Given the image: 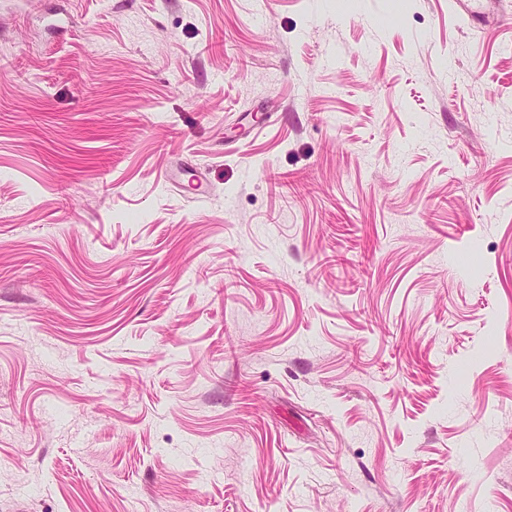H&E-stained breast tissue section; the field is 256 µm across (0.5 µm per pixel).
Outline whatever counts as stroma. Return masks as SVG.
Returning <instances> with one entry per match:
<instances>
[{"label":"stroma","instance_id":"stroma-1","mask_svg":"<svg viewBox=\"0 0 512 512\" xmlns=\"http://www.w3.org/2000/svg\"><path fill=\"white\" fill-rule=\"evenodd\" d=\"M0 512H512V25L0 0Z\"/></svg>","mask_w":512,"mask_h":512}]
</instances>
